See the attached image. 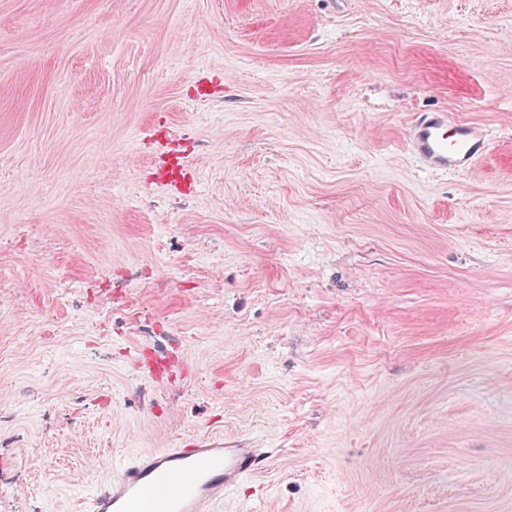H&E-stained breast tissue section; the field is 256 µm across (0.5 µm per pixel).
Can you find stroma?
Instances as JSON below:
<instances>
[{
	"label": "stroma",
	"mask_w": 512,
	"mask_h": 512,
	"mask_svg": "<svg viewBox=\"0 0 512 512\" xmlns=\"http://www.w3.org/2000/svg\"><path fill=\"white\" fill-rule=\"evenodd\" d=\"M208 436L223 512H512V0H0V512ZM409 143L426 169L453 174L477 165L488 138L478 124L451 121L446 112H428L412 125Z\"/></svg>",
	"instance_id": "35a3bbf8"
}]
</instances>
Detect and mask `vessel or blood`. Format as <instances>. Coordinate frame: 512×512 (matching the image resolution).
Instances as JSON below:
<instances>
[{"label":"vessel or blood","instance_id":"vessel-or-blood-1","mask_svg":"<svg viewBox=\"0 0 512 512\" xmlns=\"http://www.w3.org/2000/svg\"><path fill=\"white\" fill-rule=\"evenodd\" d=\"M409 143L426 169L453 174L477 165L488 138L478 124L428 112L412 125ZM271 454L221 438L128 453L111 460L112 479L89 498L87 512H219L225 495L257 474Z\"/></svg>","mask_w":512,"mask_h":512}]
</instances>
